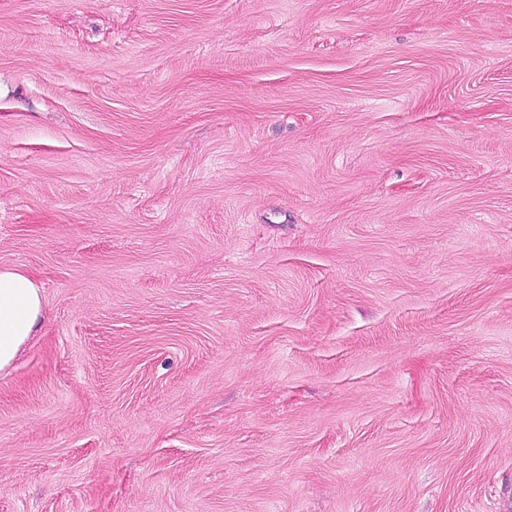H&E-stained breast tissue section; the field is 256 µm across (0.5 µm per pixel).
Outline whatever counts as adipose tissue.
<instances>
[{"mask_svg":"<svg viewBox=\"0 0 512 512\" xmlns=\"http://www.w3.org/2000/svg\"><path fill=\"white\" fill-rule=\"evenodd\" d=\"M44 300L36 280L18 267H0V374L9 372L40 326Z\"/></svg>","mask_w":512,"mask_h":512,"instance_id":"ef3b65f1","label":"adipose tissue"}]
</instances>
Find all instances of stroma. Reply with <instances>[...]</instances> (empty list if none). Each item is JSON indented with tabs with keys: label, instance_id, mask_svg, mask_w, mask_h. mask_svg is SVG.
I'll use <instances>...</instances> for the list:
<instances>
[{
	"label": "stroma",
	"instance_id": "35a3bbf8",
	"mask_svg": "<svg viewBox=\"0 0 512 512\" xmlns=\"http://www.w3.org/2000/svg\"><path fill=\"white\" fill-rule=\"evenodd\" d=\"M0 512H512V0H0ZM43 307L42 290L28 272L0 267V375L39 328Z\"/></svg>",
	"mask_w": 512,
	"mask_h": 512
}]
</instances>
